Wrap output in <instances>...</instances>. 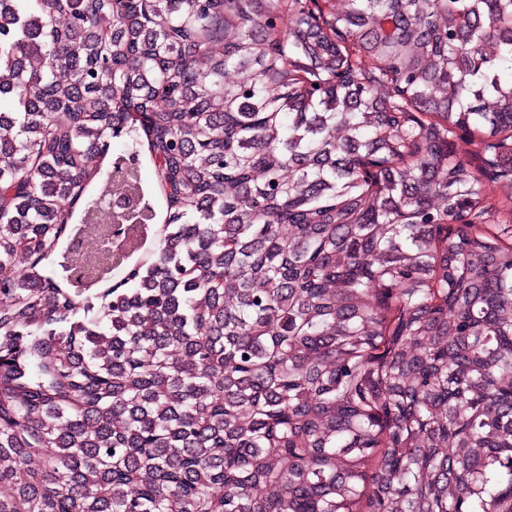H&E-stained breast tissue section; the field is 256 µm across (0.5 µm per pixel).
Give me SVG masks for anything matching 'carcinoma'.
<instances>
[{
    "label": "carcinoma",
    "mask_w": 512,
    "mask_h": 512,
    "mask_svg": "<svg viewBox=\"0 0 512 512\" xmlns=\"http://www.w3.org/2000/svg\"><path fill=\"white\" fill-rule=\"evenodd\" d=\"M8 4L0 512H512V0Z\"/></svg>",
    "instance_id": "carcinoma-1"
}]
</instances>
